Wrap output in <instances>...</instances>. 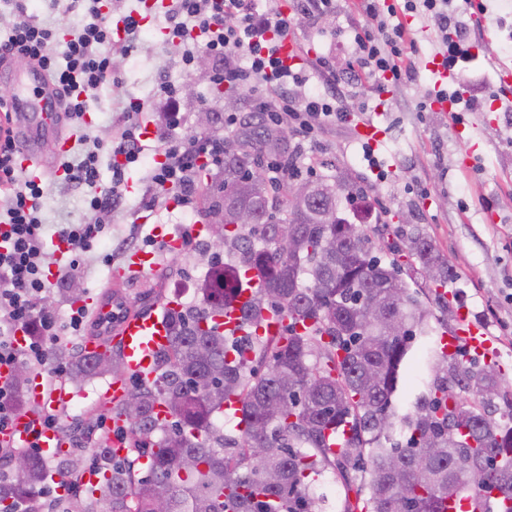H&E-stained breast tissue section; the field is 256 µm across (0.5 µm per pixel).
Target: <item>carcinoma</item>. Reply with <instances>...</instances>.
I'll return each instance as SVG.
<instances>
[{"label": "carcinoma", "mask_w": 512, "mask_h": 512, "mask_svg": "<svg viewBox=\"0 0 512 512\" xmlns=\"http://www.w3.org/2000/svg\"><path fill=\"white\" fill-rule=\"evenodd\" d=\"M233 139L239 151H224V168L208 187L207 215L224 216L227 260L211 257L223 275L202 284L199 305L167 314L169 344L157 355L156 378L136 383L114 408L136 458L94 449L98 471L110 473L107 489L74 498L70 512H154L159 485L170 491L168 512H325L317 477L329 470L348 485L363 459L358 503L345 502L342 512H453L481 484L494 507L476 501L473 512H512V426L493 418L490 401L500 377L439 350L422 289L372 256L370 236L343 215L372 217L365 190L342 173L319 175L309 181L306 206L285 210L289 189L269 186L260 172L264 157H286L282 132L260 119ZM241 210L259 221L234 223ZM285 222L295 238L279 247ZM406 248L420 269L440 271L436 287L456 283L453 266L419 231ZM252 282L242 320L259 323L270 312L288 324L274 336L219 331L213 319ZM393 319L403 335L385 330ZM417 341L427 348L424 390L399 412L393 400ZM258 359L263 373L252 369ZM121 368L110 352L81 351L70 377L79 384ZM463 394L477 400L466 405ZM222 413L238 419L236 435L216 426ZM143 457L148 474L138 478L134 465ZM8 467L0 512L35 501L50 477L45 458L27 452Z\"/></svg>", "instance_id": "carcinoma-1"}]
</instances>
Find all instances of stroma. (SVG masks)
<instances>
[{"instance_id": "stroma-1", "label": "stroma", "mask_w": 512, "mask_h": 512, "mask_svg": "<svg viewBox=\"0 0 512 512\" xmlns=\"http://www.w3.org/2000/svg\"><path fill=\"white\" fill-rule=\"evenodd\" d=\"M487 6L483 26L472 28L474 57L457 80L478 98L512 103V89L499 86L498 71L512 68V0H484ZM257 10L276 6L295 18L293 35L309 68L308 89L322 90L325 80L315 72L318 59L338 64L340 77H347L355 62L340 28L366 25L351 0H340L339 10L312 20L301 10L302 0H255ZM406 53L413 70L409 79L378 94L374 78L360 75L356 91L347 93L343 104L347 120L323 126L315 141L298 146L289 139L288 153L304 172H321L323 163L368 191L374 215L382 225L372 232L373 253L383 264H397L400 276L410 279L414 272L404 248L405 236L419 230L433 243L438 254L448 260L458 274L456 292L438 295L430 292L426 304L431 309L437 332H450L462 324L485 327L494 343L491 356L502 373L504 394L495 398L496 418L512 413V115L486 109L468 112L456 124L445 112H422L418 104L426 100L439 76L428 63L436 46L435 27L426 23L410 37ZM182 47L167 30L163 10L151 13L144 26L143 39L127 55L114 54L112 69L119 86L103 87L94 100L98 120L94 137L110 140L117 128L111 120L121 98L146 101L140 116L145 133L141 154L125 173L126 195L121 207L106 216L109 237L128 234L153 239L155 268L133 276L126 286L112 294V308L122 314H164L170 302L200 303L198 289L187 287L192 275L206 268L208 259L199 254V237L194 227L203 223L205 191L194 184L193 201L184 205L176 197L160 198L152 211L144 204L151 195L149 170L165 138L191 142L199 138L231 137L222 121L199 123L200 113L224 112L225 97L211 79L199 78L197 70H183ZM178 88L192 86V97L181 100L185 116L168 136L156 128L157 114L148 103L155 99L160 82ZM373 119L386 130L375 156L385 171L377 180L366 158L358 134L364 119ZM84 190L49 183L42 220L49 225L80 224L86 221ZM163 226L183 241L182 251L168 252L162 241L154 240L152 229ZM108 376L89 379L85 396L74 397L57 413V427L72 448L81 450L84 462H91L93 445L111 442L107 428L113 415L99 403L98 395Z\"/></svg>"}]
</instances>
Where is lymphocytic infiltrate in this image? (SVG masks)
<instances>
[{
	"instance_id": "f902f5d3",
	"label": "lymphocytic infiltrate",
	"mask_w": 512,
	"mask_h": 512,
	"mask_svg": "<svg viewBox=\"0 0 512 512\" xmlns=\"http://www.w3.org/2000/svg\"><path fill=\"white\" fill-rule=\"evenodd\" d=\"M453 0H355V9L368 21L366 30L354 32L352 55L364 73L379 84L392 85L408 78L411 71L405 43L413 22L434 21L439 54L449 69L467 62L472 41L467 24L457 17ZM65 13L84 10L88 21L77 28L48 27L28 14L16 0L14 21L0 37V62L25 58L37 66L60 93L70 128L78 132L83 150L78 160L61 158L59 184L87 187L86 210L91 219L82 224H60L47 230L40 219L46 181L21 171L15 156L19 147L9 111V100L0 97V429L17 409L14 405L13 373L19 363H28L42 379L46 391H54L65 375L63 365L51 355L66 334L81 332L84 311L61 312L42 305V295L51 281H63L68 269L77 267L104 237L101 219L121 206L126 191V168L138 161L144 110L140 100L130 101L115 118L118 136L109 143L91 140L85 116L92 112L96 91L112 83V55L137 48L143 29L141 15L122 17L112 25V0H57ZM170 33L184 45L182 62L191 66L197 49H205L217 62L215 84L241 86L258 96L260 111L276 124L308 135L321 125L342 121L347 112L335 92L305 95L270 107L261 96L268 89L300 85L299 66L286 63L278 49L294 27V18L272 7L256 13L253 0H169L164 6ZM63 54H56V46ZM245 50L247 64L234 59ZM107 154L112 168L110 181H101L99 156ZM161 161L150 170L152 189L184 187L200 160L218 166L224 160L213 142L164 148ZM67 246L57 253L55 242Z\"/></svg>"
}]
</instances>
